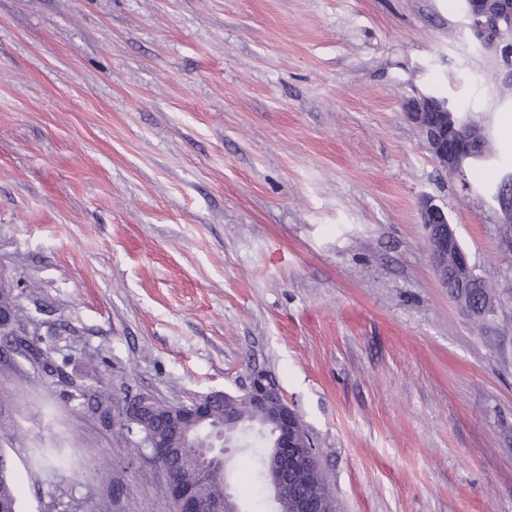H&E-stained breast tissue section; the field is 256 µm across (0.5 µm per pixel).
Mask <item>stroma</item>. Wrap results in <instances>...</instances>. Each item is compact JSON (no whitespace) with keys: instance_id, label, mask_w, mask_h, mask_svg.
Wrapping results in <instances>:
<instances>
[{"instance_id":"35a3bbf8","label":"stroma","mask_w":512,"mask_h":512,"mask_svg":"<svg viewBox=\"0 0 512 512\" xmlns=\"http://www.w3.org/2000/svg\"><path fill=\"white\" fill-rule=\"evenodd\" d=\"M448 98L452 174L403 105ZM512 83L464 0H0V269L59 366L0 356L20 512H174L161 464L69 378L187 404L253 371L340 512H512ZM444 206L490 312L436 279ZM259 449L228 459L272 512ZM407 118L420 130L433 160L451 173H460L467 160L486 154L487 140L476 122L465 124L448 101L421 95L405 104Z\"/></svg>"}]
</instances>
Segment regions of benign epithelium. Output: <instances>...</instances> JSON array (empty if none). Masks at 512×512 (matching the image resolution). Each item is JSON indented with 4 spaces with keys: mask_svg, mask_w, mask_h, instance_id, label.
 Listing matches in <instances>:
<instances>
[{
    "mask_svg": "<svg viewBox=\"0 0 512 512\" xmlns=\"http://www.w3.org/2000/svg\"><path fill=\"white\" fill-rule=\"evenodd\" d=\"M471 21L473 43L481 51L495 55L505 68V78L512 83V56L502 55V47L512 42V0H464ZM407 118L420 130L433 160L451 173L462 172L471 159L486 154L487 140L476 122L464 123L448 101L433 95H422L405 104ZM496 199L501 212L512 214V172L505 175L497 188ZM432 266L442 287L468 312L482 316L490 307L491 298L484 283L469 264L448 213L430 198L422 201ZM20 335L13 315L0 307V338L15 346ZM218 400L239 406L263 407L276 434V446L268 453L264 467L269 478V493L277 512H335V500L326 487H317L319 462L309 434L299 414L284 399L274 380L261 371L253 373L249 385L240 394L213 391L188 405L176 407L180 417L196 428L211 423V406ZM122 427L134 433L142 415L139 396H128L117 407ZM238 421L224 416V428H214L208 438L224 443L222 448H200L194 454L197 462L208 463V472L221 479L225 476L226 455L234 450ZM179 512H239L235 497L224 485V498L209 500L200 490L181 497Z\"/></svg>",
    "mask_w": 512,
    "mask_h": 512,
    "instance_id": "benign-epithelium-1",
    "label": "benign epithelium"
}]
</instances>
